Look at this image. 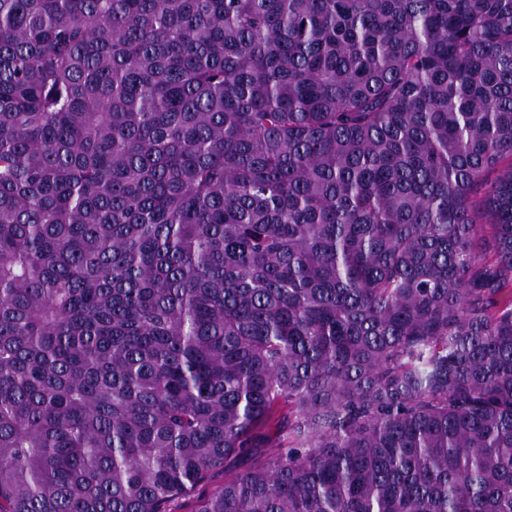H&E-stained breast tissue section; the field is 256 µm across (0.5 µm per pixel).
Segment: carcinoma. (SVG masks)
<instances>
[{
  "instance_id": "obj_1",
  "label": "carcinoma",
  "mask_w": 512,
  "mask_h": 512,
  "mask_svg": "<svg viewBox=\"0 0 512 512\" xmlns=\"http://www.w3.org/2000/svg\"><path fill=\"white\" fill-rule=\"evenodd\" d=\"M179 500L512 512V0H0V512Z\"/></svg>"
}]
</instances>
